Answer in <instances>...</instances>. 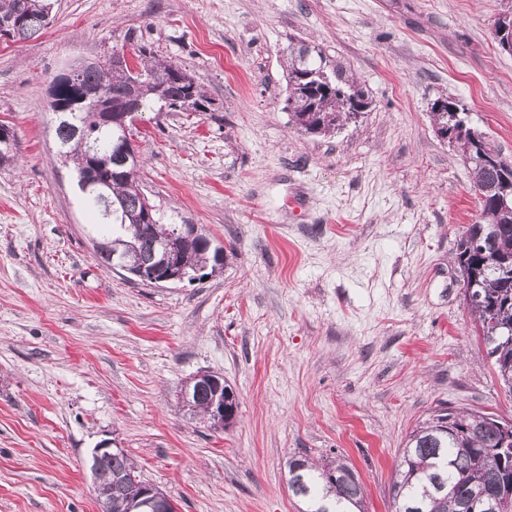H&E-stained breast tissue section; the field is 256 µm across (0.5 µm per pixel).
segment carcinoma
I'll use <instances>...</instances> for the list:
<instances>
[{
	"instance_id": "carcinoma-1",
	"label": "carcinoma",
	"mask_w": 512,
	"mask_h": 512,
	"mask_svg": "<svg viewBox=\"0 0 512 512\" xmlns=\"http://www.w3.org/2000/svg\"><path fill=\"white\" fill-rule=\"evenodd\" d=\"M53 0H0V23L22 20L11 30L10 40L25 41L50 23ZM498 47L512 54V13L496 25ZM125 39L133 43L138 64L115 68L103 64L83 71L80 85L100 89L112 108L137 113L155 98L170 109L207 112L211 100L196 76L172 60L155 56L152 47L132 29ZM288 94L284 110L300 132L330 134L343 123L358 119L369 102L354 82L317 46L288 44ZM464 108L448 100L444 112L432 111L436 127L448 128V140L472 165L473 187L481 192L478 221L462 229L454 261L462 276L472 314L483 330L488 356L505 391L512 394V162L500 157L482 134L467 125ZM87 135L73 134L70 126L56 122L59 154L78 176L87 175L108 185L109 201L92 191L82 192L85 205L97 215L98 238L106 247L96 250L102 265L110 268L112 240L132 244L142 260L152 261L158 242L167 239L174 225L164 222L156 206H149L136 191L142 166L103 164V156L122 151L119 133L97 128L95 110L82 112ZM185 271L193 273L218 266L223 256L199 231L178 243ZM191 417H208L206 390L193 391ZM501 420L468 411L434 410L407 436L402 460L391 485L395 512H462V503L476 488L495 497H512V439L500 428ZM91 473L100 512H127L142 483L134 462L120 448L92 463ZM288 487L309 504L307 512H364V486L347 464L316 463L306 458L288 465Z\"/></svg>"
}]
</instances>
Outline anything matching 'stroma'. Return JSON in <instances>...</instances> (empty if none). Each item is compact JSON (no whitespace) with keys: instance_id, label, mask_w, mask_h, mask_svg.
Returning a JSON list of instances; mask_svg holds the SVG:
<instances>
[{"instance_id":"35a3bbf8","label":"stroma","mask_w":512,"mask_h":512,"mask_svg":"<svg viewBox=\"0 0 512 512\" xmlns=\"http://www.w3.org/2000/svg\"><path fill=\"white\" fill-rule=\"evenodd\" d=\"M512 0H56L0 39V512H99L102 441L178 512H302L288 463L343 458L365 512H394L407 435L438 405L512 421L464 300L456 240L480 216L470 165L431 120L464 105L512 160ZM140 30L193 72L202 114L147 104L134 143L167 222L204 229L221 273L157 287L103 266L48 89ZM320 45L371 105L332 137L288 122L289 40ZM238 397L223 431L177 405L188 377Z\"/></svg>"}]
</instances>
